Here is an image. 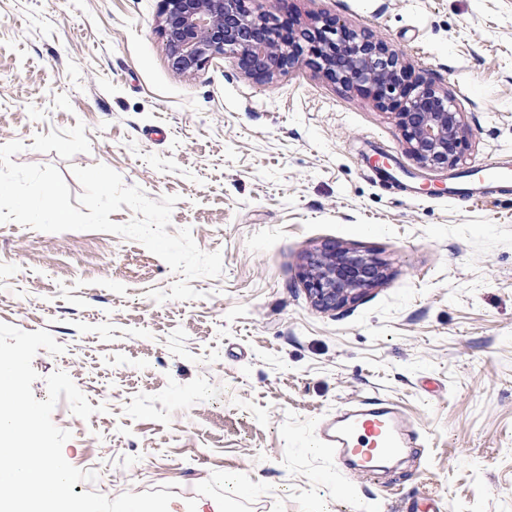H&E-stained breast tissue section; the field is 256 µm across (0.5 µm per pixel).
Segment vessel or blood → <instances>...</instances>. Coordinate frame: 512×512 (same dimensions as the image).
Listing matches in <instances>:
<instances>
[{"label": "vessel or blood", "mask_w": 512, "mask_h": 512, "mask_svg": "<svg viewBox=\"0 0 512 512\" xmlns=\"http://www.w3.org/2000/svg\"><path fill=\"white\" fill-rule=\"evenodd\" d=\"M512 183V167L489 164L470 173L449 177L446 192L453 200H471L492 186ZM412 425L389 400L369 397L333 417L320 436L322 445L337 459H350L363 472L378 470L381 463L409 447Z\"/></svg>", "instance_id": "obj_1"}]
</instances>
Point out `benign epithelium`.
Masks as SVG:
<instances>
[{"label": "benign epithelium", "instance_id": "obj_1", "mask_svg": "<svg viewBox=\"0 0 512 512\" xmlns=\"http://www.w3.org/2000/svg\"><path fill=\"white\" fill-rule=\"evenodd\" d=\"M249 2L160 0V32L172 67L195 74L216 58L231 57L247 75L270 81L305 62L326 79L372 96L393 114L422 168L458 167L466 141L461 113L448 94L415 77L400 53L334 19L298 29ZM385 277L378 259L341 246L312 253L301 272L311 302L322 311L358 301Z\"/></svg>", "mask_w": 512, "mask_h": 512}]
</instances>
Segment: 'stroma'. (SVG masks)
Wrapping results in <instances>:
<instances>
[{"instance_id":"stroma-1","label":"stroma","mask_w":512,"mask_h":512,"mask_svg":"<svg viewBox=\"0 0 512 512\" xmlns=\"http://www.w3.org/2000/svg\"><path fill=\"white\" fill-rule=\"evenodd\" d=\"M302 28L333 18L403 53L454 98L457 168L512 163V0H260ZM159 0H0V145L98 163L148 198L177 196L169 234L222 254L197 298L156 302L178 273L102 231L0 223V323L46 330L36 399L65 371L98 411L59 401L63 456L97 474L74 493L200 495L231 512H512V187L449 200L392 114L301 65L270 81L232 58L172 70ZM370 254L385 279L324 312L310 253ZM376 395L419 433L387 472H341L322 420Z\"/></svg>"}]
</instances>
